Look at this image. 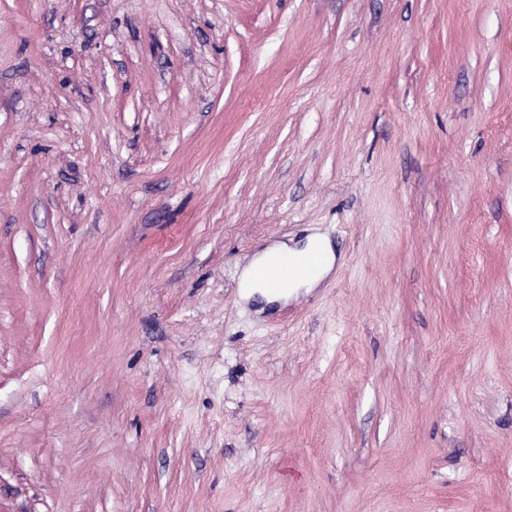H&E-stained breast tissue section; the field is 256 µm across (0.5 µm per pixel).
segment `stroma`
I'll list each match as a JSON object with an SVG mask.
<instances>
[{"instance_id": "35a3bbf8", "label": "stroma", "mask_w": 512, "mask_h": 512, "mask_svg": "<svg viewBox=\"0 0 512 512\" xmlns=\"http://www.w3.org/2000/svg\"><path fill=\"white\" fill-rule=\"evenodd\" d=\"M0 512H512V0H0ZM311 250H319L322 252L324 257L323 264L308 278L292 284L293 286L291 287L292 289L311 288L331 269L334 261L329 245L325 240L320 238L309 240L306 247L302 250L289 249L287 245H282L258 256L244 271L241 277V288H244L246 293L258 291V288H269L255 280V274L258 269L274 261L301 259Z\"/></svg>"}]
</instances>
